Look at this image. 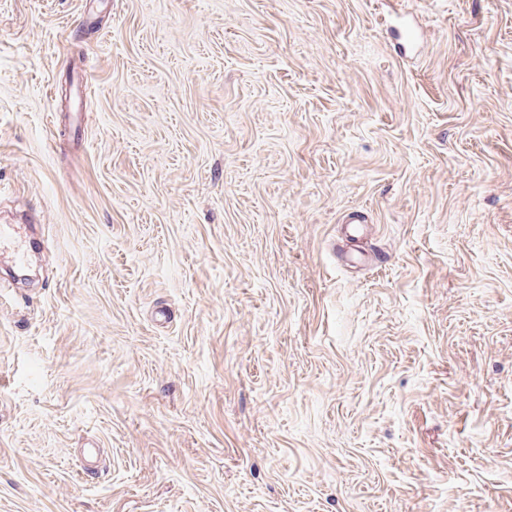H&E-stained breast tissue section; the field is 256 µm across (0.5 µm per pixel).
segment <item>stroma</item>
<instances>
[{
  "mask_svg": "<svg viewBox=\"0 0 512 512\" xmlns=\"http://www.w3.org/2000/svg\"><path fill=\"white\" fill-rule=\"evenodd\" d=\"M31 215L0 512H512V0H0Z\"/></svg>",
  "mask_w": 512,
  "mask_h": 512,
  "instance_id": "1",
  "label": "stroma"
}]
</instances>
